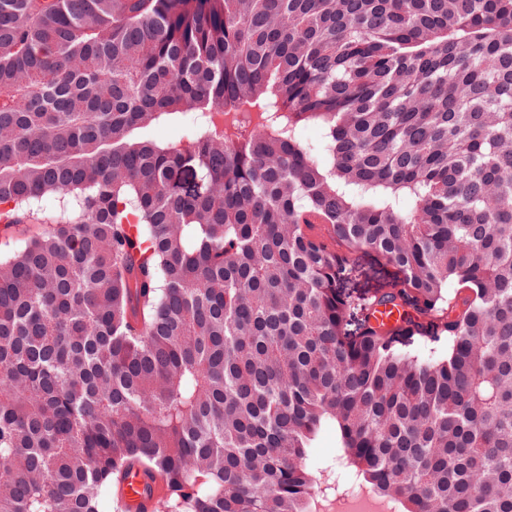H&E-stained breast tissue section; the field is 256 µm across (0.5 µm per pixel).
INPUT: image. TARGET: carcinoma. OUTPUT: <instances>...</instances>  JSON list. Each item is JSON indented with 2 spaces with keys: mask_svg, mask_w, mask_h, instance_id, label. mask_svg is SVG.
Masks as SVG:
<instances>
[{
  "mask_svg": "<svg viewBox=\"0 0 512 512\" xmlns=\"http://www.w3.org/2000/svg\"><path fill=\"white\" fill-rule=\"evenodd\" d=\"M0 224V512H512V0H0ZM38 229L39 226L34 224H16L12 229L3 231L0 226V248L3 250L14 247L34 234ZM371 266L370 259L368 256H362L355 264L352 272V282L348 284V288H355L358 290L375 288L380 282L382 277L375 272ZM314 468L324 471L325 475L338 486L336 469V432L331 427L324 428L317 437L315 448L309 459ZM165 490V483L158 475L133 466L126 471L115 493L120 506L129 512H154ZM336 495V494H335ZM340 502H349L357 508H363L369 503L365 493L360 495L318 496L312 501V511L333 512L332 509Z\"/></svg>",
  "mask_w": 512,
  "mask_h": 512,
  "instance_id": "obj_1",
  "label": "carcinoma"
}]
</instances>
